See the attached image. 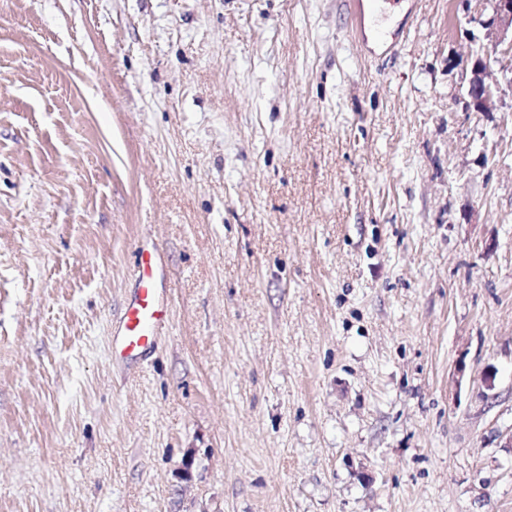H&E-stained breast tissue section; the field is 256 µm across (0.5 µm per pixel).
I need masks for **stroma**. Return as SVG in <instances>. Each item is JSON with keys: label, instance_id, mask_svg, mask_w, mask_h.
Returning <instances> with one entry per match:
<instances>
[{"label": "stroma", "instance_id": "obj_1", "mask_svg": "<svg viewBox=\"0 0 512 512\" xmlns=\"http://www.w3.org/2000/svg\"><path fill=\"white\" fill-rule=\"evenodd\" d=\"M489 0H0V512H512ZM169 324L112 359L134 251Z\"/></svg>", "mask_w": 512, "mask_h": 512}]
</instances>
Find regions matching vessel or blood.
<instances>
[{"label": "vessel or blood", "instance_id": "vessel-or-blood-1", "mask_svg": "<svg viewBox=\"0 0 512 512\" xmlns=\"http://www.w3.org/2000/svg\"><path fill=\"white\" fill-rule=\"evenodd\" d=\"M163 256L156 245H141L137 252L136 286L113 328L114 354L139 359L152 351L159 331L168 323L171 299L162 286Z\"/></svg>", "mask_w": 512, "mask_h": 512}]
</instances>
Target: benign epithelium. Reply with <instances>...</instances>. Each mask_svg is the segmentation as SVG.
Wrapping results in <instances>:
<instances>
[{
    "label": "benign epithelium",
    "mask_w": 512,
    "mask_h": 512,
    "mask_svg": "<svg viewBox=\"0 0 512 512\" xmlns=\"http://www.w3.org/2000/svg\"><path fill=\"white\" fill-rule=\"evenodd\" d=\"M492 16L486 21L491 52L476 53L462 63L468 75L469 106L476 112H491L498 107L505 89L512 90V0H491ZM500 65L503 73L511 74L506 85L489 81L492 65Z\"/></svg>",
    "instance_id": "benign-epithelium-1"
}]
</instances>
